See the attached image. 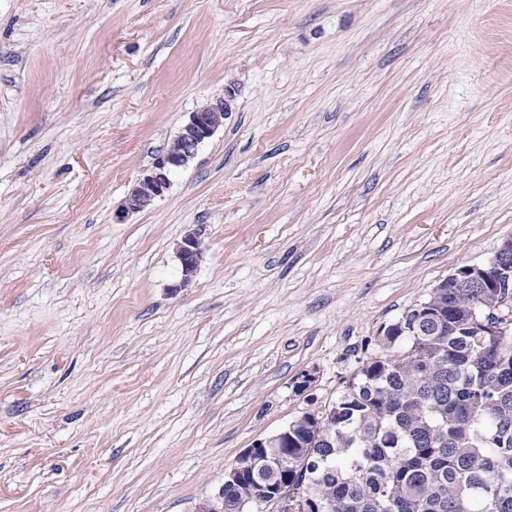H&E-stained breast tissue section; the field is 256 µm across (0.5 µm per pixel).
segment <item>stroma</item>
Masks as SVG:
<instances>
[{
  "label": "stroma",
  "instance_id": "stroma-1",
  "mask_svg": "<svg viewBox=\"0 0 512 512\" xmlns=\"http://www.w3.org/2000/svg\"><path fill=\"white\" fill-rule=\"evenodd\" d=\"M510 237L512 0H0V512H195ZM234 95V90L225 89L224 96L190 112L173 139L178 148L165 151L143 172L126 196L117 220L125 214L143 211L165 193L171 174L188 166L200 146L224 127V120L233 110ZM177 257L181 265V277L171 286L174 292L187 288L203 258L204 250L193 233L185 235L177 244Z\"/></svg>",
  "mask_w": 512,
  "mask_h": 512
}]
</instances>
